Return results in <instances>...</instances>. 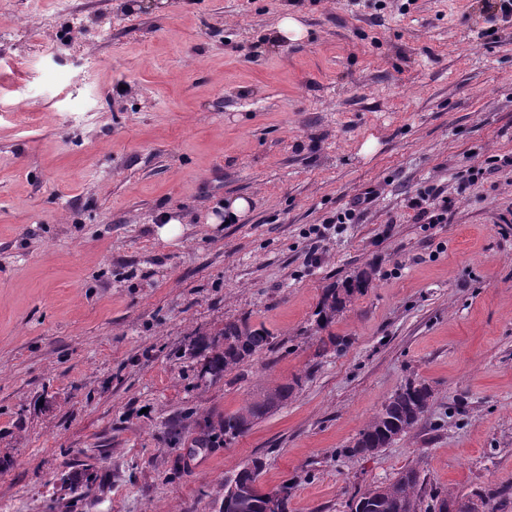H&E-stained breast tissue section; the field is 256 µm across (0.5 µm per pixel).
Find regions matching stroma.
I'll list each match as a JSON object with an SVG mask.
<instances>
[{"mask_svg":"<svg viewBox=\"0 0 512 512\" xmlns=\"http://www.w3.org/2000/svg\"><path fill=\"white\" fill-rule=\"evenodd\" d=\"M293 13L305 38L271 44ZM233 197L251 208L222 223ZM422 197L443 223H415ZM367 266L318 329L325 288ZM237 319L276 348L204 377L197 341ZM296 377L246 435L195 447ZM409 379L434 390L425 419L347 454ZM257 456L288 512H349L412 466L465 497L506 489L491 508L512 512V18L486 0H0V512H218Z\"/></svg>","mask_w":512,"mask_h":512,"instance_id":"obj_1","label":"stroma"}]
</instances>
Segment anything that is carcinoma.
<instances>
[{"label":"carcinoma","instance_id":"obj_1","mask_svg":"<svg viewBox=\"0 0 512 512\" xmlns=\"http://www.w3.org/2000/svg\"><path fill=\"white\" fill-rule=\"evenodd\" d=\"M373 267L369 266L339 285L325 289L317 311V327H330L357 294H363L372 282ZM274 336L262 325L248 320L228 321L209 338L201 339L199 353L204 357V374L221 378L240 369L257 353L274 347ZM434 399L432 388L421 381L409 380L382 405L358 431L354 443L347 448L352 455L380 452L395 440L408 434L426 416ZM274 410L265 400H254L238 411L226 414L208 426L197 444L206 448L211 437L219 434L229 442L247 433L255 423ZM264 462L255 458L224 482L236 483L244 492L242 498H226L220 512H267V493L259 484ZM457 504L464 512H474L476 507L452 491L434 488L426 491L420 472L407 468L387 484L357 491L352 495L351 512H435L432 502Z\"/></svg>","mask_w":512,"mask_h":512}]
</instances>
